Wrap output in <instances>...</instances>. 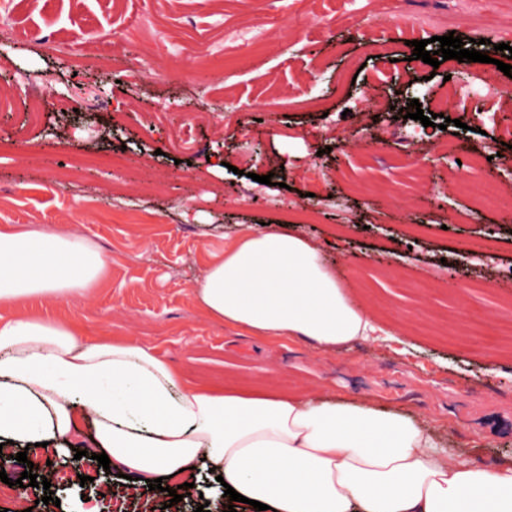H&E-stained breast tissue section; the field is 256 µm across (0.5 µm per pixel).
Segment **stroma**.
<instances>
[{
    "instance_id": "1",
    "label": "stroma",
    "mask_w": 512,
    "mask_h": 512,
    "mask_svg": "<svg viewBox=\"0 0 512 512\" xmlns=\"http://www.w3.org/2000/svg\"><path fill=\"white\" fill-rule=\"evenodd\" d=\"M453 0H18L0 17V225L73 228L110 259L85 297L28 312L79 327V342L148 345L192 386L367 395L412 413L484 459L512 454V78L484 97L512 0L475 8L492 45L467 67L468 111L421 136L395 118L445 94L456 65L400 83L412 41L470 40V25L413 28ZM393 43L374 57L365 46ZM98 84L96 96L79 94ZM373 100H366V91ZM189 106L178 116V106ZM458 144L441 151L437 142ZM259 144L262 163L249 161ZM489 156L500 195L474 207L464 164ZM425 174L420 194L402 187ZM271 175V184L259 183ZM304 234L405 355L377 341L336 356L263 341L196 304L210 253L242 226ZM481 246L484 260L472 259Z\"/></svg>"
}]
</instances>
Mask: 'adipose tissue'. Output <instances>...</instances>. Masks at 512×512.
<instances>
[{"label": "adipose tissue", "instance_id": "ef3b65f1", "mask_svg": "<svg viewBox=\"0 0 512 512\" xmlns=\"http://www.w3.org/2000/svg\"><path fill=\"white\" fill-rule=\"evenodd\" d=\"M108 265L79 234L0 229V462L35 443L63 452L81 410L94 416V444L113 468L174 478L201 459L272 512H512V456L454 452L409 413L343 394H216L186 385L152 347L80 345L69 323L3 314L87 295ZM194 293L225 327L326 354L396 338L292 231H244L211 253Z\"/></svg>", "mask_w": 512, "mask_h": 512}]
</instances>
